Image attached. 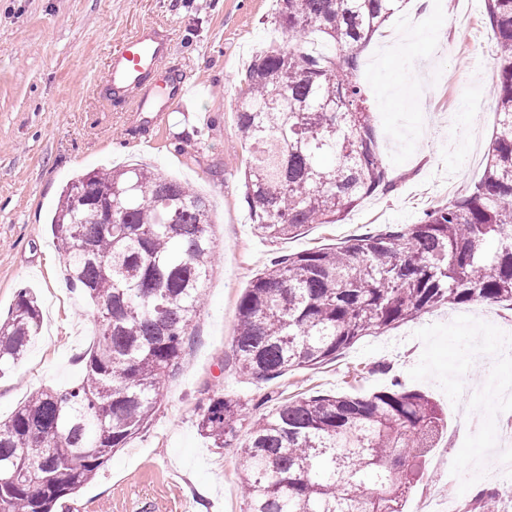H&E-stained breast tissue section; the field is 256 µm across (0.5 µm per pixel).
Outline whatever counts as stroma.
<instances>
[{"label":"stroma","mask_w":512,"mask_h":512,"mask_svg":"<svg viewBox=\"0 0 512 512\" xmlns=\"http://www.w3.org/2000/svg\"><path fill=\"white\" fill-rule=\"evenodd\" d=\"M276 0H0V322L19 289L33 291L42 322L27 355L0 378V422L45 385L81 377L93 340L94 309L65 280L51 220L63 188L101 167L148 165L188 183L213 206L215 267L207 305L185 340L151 425L113 453L98 478L58 512H246L238 443L211 447L197 428L213 391L285 401L314 391L367 395L399 378L450 408L460 384L474 388L469 409L482 438L458 436L456 417L409 504L455 486L459 504L494 480L465 476L500 431L499 390L512 387V356L493 363L461 350L457 321L474 304L441 309L376 336L336 360L254 383L226 368L237 301L281 254L321 248L387 224H411L432 206L465 193L481 175L494 127L489 94L497 47L483 21L484 0H427L392 17L362 53L357 75L368 97L383 158L395 186L363 200L338 224H313L276 243L261 237L243 204L250 153L237 135L236 100L254 52L285 45ZM142 24L170 30L173 65L190 93L162 126L133 122L104 103L99 86L109 55Z\"/></svg>","instance_id":"obj_1"}]
</instances>
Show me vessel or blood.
Here are the masks:
<instances>
[{"label":"vessel or blood","instance_id":"b4317fda","mask_svg":"<svg viewBox=\"0 0 512 512\" xmlns=\"http://www.w3.org/2000/svg\"><path fill=\"white\" fill-rule=\"evenodd\" d=\"M170 35L152 25H141L128 34L112 53L104 87L115 101H136L137 109L162 124L168 112L179 108L187 90L184 80L163 70L173 53Z\"/></svg>","mask_w":512,"mask_h":512}]
</instances>
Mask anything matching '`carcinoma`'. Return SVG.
I'll return each mask as SVG.
<instances>
[{
  "label": "carcinoma",
  "mask_w": 512,
  "mask_h": 512,
  "mask_svg": "<svg viewBox=\"0 0 512 512\" xmlns=\"http://www.w3.org/2000/svg\"><path fill=\"white\" fill-rule=\"evenodd\" d=\"M394 14L395 0H278L288 47L255 55L237 102L238 132L253 148L243 200L260 235L277 241L338 224L365 198L392 191L355 74ZM484 19L498 49L490 90L498 122L472 192L412 224L274 258L238 301L237 374L268 382L314 368L440 307L512 308V0H484ZM311 34L333 53L316 54ZM87 186L110 196L112 223L97 200L80 201ZM211 224L205 197L150 167L92 170L62 191L52 230L67 281L95 307L98 342L75 385L40 389L0 423V512H54L149 425L205 305ZM40 323L36 296L21 289L0 324V377ZM247 409L216 391L198 430L221 449ZM447 427L436 401L395 378L369 396L280 403L249 428L242 449L247 512H405ZM18 467L37 469L36 480L15 481ZM504 495L481 491L465 512H503Z\"/></svg>",
  "instance_id": "cac0c4a2"
}]
</instances>
